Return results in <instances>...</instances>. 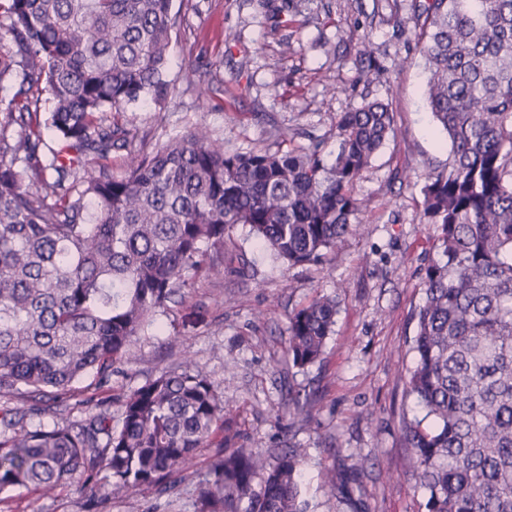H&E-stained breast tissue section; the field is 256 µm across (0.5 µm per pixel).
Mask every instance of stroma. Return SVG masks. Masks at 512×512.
Instances as JSON below:
<instances>
[{"instance_id": "35a3bbf8", "label": "stroma", "mask_w": 512, "mask_h": 512, "mask_svg": "<svg viewBox=\"0 0 512 512\" xmlns=\"http://www.w3.org/2000/svg\"><path fill=\"white\" fill-rule=\"evenodd\" d=\"M173 0L164 104L121 107L135 143L154 145L204 127L230 151L317 140L328 157L340 113L363 99H392L400 135L373 159L355 195L365 223L316 265L274 262L242 229L222 252L224 273L193 278L168 304L163 330L147 329L119 365L110 387L89 380L52 397L54 415L25 422L63 424L91 405L144 385L191 361L233 408L237 447L276 459L305 448V512H425V493L408 471L402 416L423 417L407 395L412 312L421 300L420 269L432 255L434 228L421 223L424 176L445 163L449 142L425 98L424 62L406 22L408 0ZM368 39L378 66L365 70L341 40ZM412 58L399 70L394 60ZM319 295L339 312L323 359L289 374L288 315ZM310 397L307 420L290 419L289 390ZM211 447L198 449L171 495L140 489L92 506L75 487L45 494L0 492V512H197ZM362 467L352 473L353 455ZM332 470L342 484L323 482Z\"/></svg>"}]
</instances>
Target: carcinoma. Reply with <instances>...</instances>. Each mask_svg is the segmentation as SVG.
<instances>
[{
  "mask_svg": "<svg viewBox=\"0 0 512 512\" xmlns=\"http://www.w3.org/2000/svg\"><path fill=\"white\" fill-rule=\"evenodd\" d=\"M172 0H0V397L42 398L112 381L144 328L193 276L223 273L211 251L241 226L274 260L317 264L356 232L355 187L397 135L392 103L363 100L319 144L228 152L194 130L133 149L112 110L168 95ZM427 100L450 148L425 176L421 269L407 392L425 419L402 431L426 512H512V0H411ZM52 107L42 111L43 93ZM126 152V173L101 161ZM336 300L288 315V360L322 359ZM230 407L185 364L66 425L0 416V492L74 485L96 503L175 490ZM224 436L198 512H303L306 450L275 463ZM107 482L99 483L101 472Z\"/></svg>",
  "mask_w": 512,
  "mask_h": 512,
  "instance_id": "cac0c4a2",
  "label": "carcinoma"
}]
</instances>
